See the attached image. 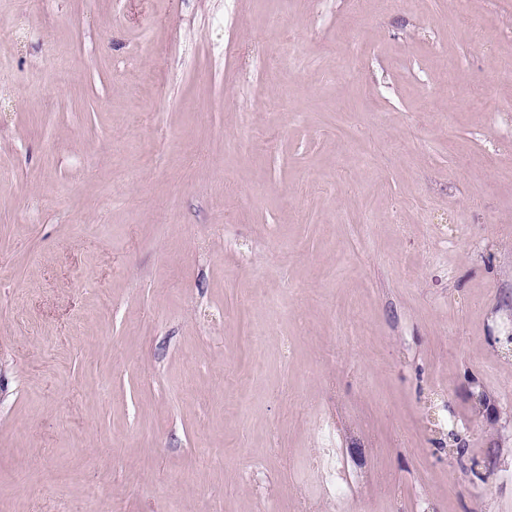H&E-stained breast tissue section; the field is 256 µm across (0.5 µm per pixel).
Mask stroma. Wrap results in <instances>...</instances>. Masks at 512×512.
<instances>
[{
  "label": "stroma",
  "instance_id": "1",
  "mask_svg": "<svg viewBox=\"0 0 512 512\" xmlns=\"http://www.w3.org/2000/svg\"><path fill=\"white\" fill-rule=\"evenodd\" d=\"M0 27V512H512V0Z\"/></svg>",
  "mask_w": 512,
  "mask_h": 512
}]
</instances>
